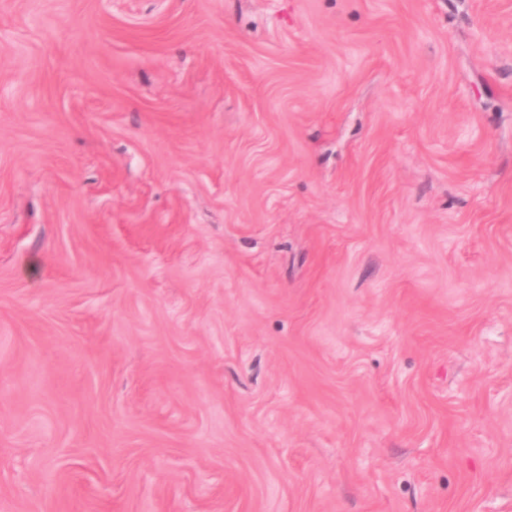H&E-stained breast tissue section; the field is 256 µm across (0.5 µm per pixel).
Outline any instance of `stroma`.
Instances as JSON below:
<instances>
[{
    "label": "stroma",
    "mask_w": 512,
    "mask_h": 512,
    "mask_svg": "<svg viewBox=\"0 0 512 512\" xmlns=\"http://www.w3.org/2000/svg\"><path fill=\"white\" fill-rule=\"evenodd\" d=\"M0 512H512V0H0Z\"/></svg>",
    "instance_id": "stroma-1"
}]
</instances>
